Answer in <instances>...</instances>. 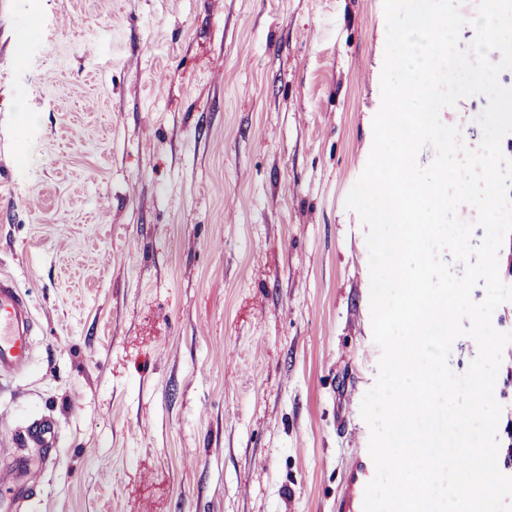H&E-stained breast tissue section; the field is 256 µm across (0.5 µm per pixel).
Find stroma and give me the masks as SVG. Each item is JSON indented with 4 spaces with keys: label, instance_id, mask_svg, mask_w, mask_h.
Masks as SVG:
<instances>
[{
    "label": "stroma",
    "instance_id": "stroma-1",
    "mask_svg": "<svg viewBox=\"0 0 512 512\" xmlns=\"http://www.w3.org/2000/svg\"><path fill=\"white\" fill-rule=\"evenodd\" d=\"M383 0H0V273L39 329L0 382L31 512H333L380 349L345 198ZM487 100L443 109L477 148ZM25 440L36 448H46L50 454L55 448H58L57 423L51 416H43L25 429Z\"/></svg>",
    "mask_w": 512,
    "mask_h": 512
}]
</instances>
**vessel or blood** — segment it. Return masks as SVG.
Here are the masks:
<instances>
[{
    "label": "vessel or blood",
    "instance_id": "vessel-or-blood-1",
    "mask_svg": "<svg viewBox=\"0 0 512 512\" xmlns=\"http://www.w3.org/2000/svg\"><path fill=\"white\" fill-rule=\"evenodd\" d=\"M31 302L17 282L10 276L0 275V381L23 376L33 360V337L36 333ZM29 444L46 450L58 446L57 423L44 416L25 429ZM17 478L9 500L18 504L25 500L28 486L36 483L39 474L29 466L26 458L14 460ZM375 474L369 452H361L351 463L342 491L336 497L335 512H363L364 491Z\"/></svg>",
    "mask_w": 512,
    "mask_h": 512
}]
</instances>
